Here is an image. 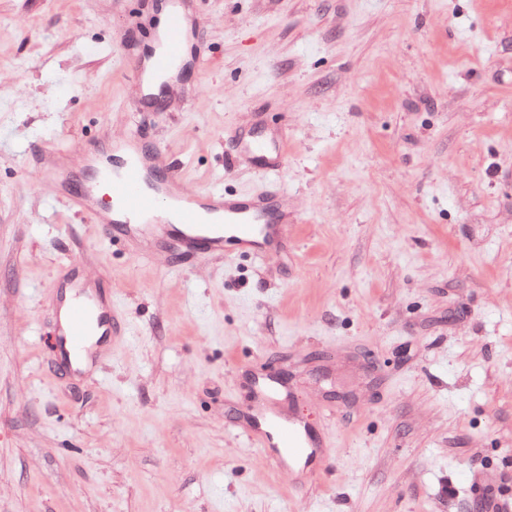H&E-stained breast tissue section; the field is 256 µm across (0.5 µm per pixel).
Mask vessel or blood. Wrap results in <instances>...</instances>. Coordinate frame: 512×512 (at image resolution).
<instances>
[{"instance_id": "vessel-or-blood-1", "label": "vessel or blood", "mask_w": 512, "mask_h": 512, "mask_svg": "<svg viewBox=\"0 0 512 512\" xmlns=\"http://www.w3.org/2000/svg\"><path fill=\"white\" fill-rule=\"evenodd\" d=\"M183 7L175 5L167 23L162 48L154 52L148 63L134 62L131 78L139 88L171 71L182 57ZM87 160L98 175L96 183L87 186L77 203L105 234L122 229L135 237L151 229L160 251H181L199 258L221 256L226 252L250 254L261 259L272 256L274 246L284 238L285 225L272 223L269 212L273 200L255 198L237 200L220 192H205L186 197L177 190L175 178L160 183L154 192H143V185L163 167L160 152H133L127 155L120 170L103 164L97 153ZM106 185L112 196L114 211L104 214L97 189ZM72 301L67 309L65 330L57 334V350L62 360H80L90 342L102 327L111 325L112 308L81 283L71 285ZM248 438L259 447L273 452L304 446L330 448L329 437L311 439L308 432L294 423L272 422L269 429H250Z\"/></svg>"}]
</instances>
